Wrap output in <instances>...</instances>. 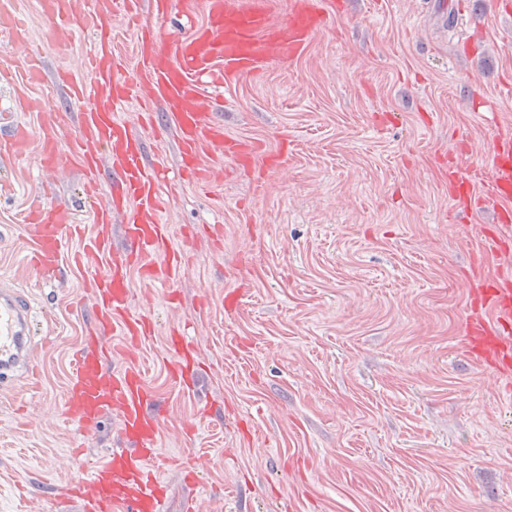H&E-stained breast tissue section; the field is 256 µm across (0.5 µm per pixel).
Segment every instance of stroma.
<instances>
[{"label": "stroma", "instance_id": "stroma-1", "mask_svg": "<svg viewBox=\"0 0 512 512\" xmlns=\"http://www.w3.org/2000/svg\"><path fill=\"white\" fill-rule=\"evenodd\" d=\"M28 44L0 33V107L25 86L68 111L57 76L91 32L50 39L37 0H0ZM302 56L216 88L228 135L260 143L225 158L209 193L171 188L163 215L187 260L172 288L132 268L137 349L165 409L158 467L166 512H512V393L464 352L472 254L494 209L464 208L442 171L480 184L499 128L512 127V16L497 0H344ZM0 280L33 304L39 390L0 392V512H77L51 484L86 474L118 424L81 433L61 414L69 359L87 336L88 270L60 282L27 266L24 210L44 189L91 225L77 170L43 171L36 144L0 164ZM194 326L202 371L176 383L171 328ZM211 416L201 419L200 406Z\"/></svg>", "mask_w": 512, "mask_h": 512}]
</instances>
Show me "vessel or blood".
<instances>
[{
    "mask_svg": "<svg viewBox=\"0 0 512 512\" xmlns=\"http://www.w3.org/2000/svg\"><path fill=\"white\" fill-rule=\"evenodd\" d=\"M137 0H123L124 14L134 31L137 70L135 82L120 81V58L112 51L109 0H96L92 10L77 12L73 0H39V11L54 33L87 30L95 45L80 69L68 80L75 98L93 99L84 112L82 136L68 152L59 149L61 119L53 109L27 94L16 109L0 113V160L20 154L31 134L20 115H42L39 137L40 165L46 170L65 166L79 169L84 191L93 201L95 231L80 236L71 208L42 203L30 209L26 221L33 246L29 262L43 283L57 279L61 256L69 238L80 240L75 264L93 266L90 279L94 305L90 320L94 331L72 359L66 391L65 417L83 431L98 428L105 417L119 425L118 448L90 470L71 480L67 499L77 501L80 512H164L167 485L157 473L159 429L164 414L146 390V371L130 359L112 363V347L131 354L150 336L152 325L132 309L127 271L139 265L151 282L173 284L179 277L185 253L173 247L166 224L163 183L171 177L204 188L214 173L215 159H239L256 154V143L229 136L215 112L216 102L202 92L204 81L231 82L255 74L272 63H289L300 57L312 38L334 21V0H290L283 20H275V0H206L202 22L191 24L181 37L165 40L160 25L172 0H148L147 14L132 10ZM162 100L180 141L181 162L170 175L163 157L147 159L140 127L156 131L158 113L142 108ZM137 111L129 121V111ZM457 195L475 198L477 204L497 208L501 223L484 235L472 258L477 286L471 289L462 344L481 368L506 378L512 390V264L497 265L512 242V131L500 134L491 150V171L481 191L469 182L453 183ZM491 276H482L488 265ZM33 306L10 289L0 291V386L15 372L33 374L30 358ZM175 369L198 375L200 364L191 343L176 341Z\"/></svg>",
    "mask_w": 512,
    "mask_h": 512,
    "instance_id": "vessel-or-blood-1",
    "label": "vessel or blood"
}]
</instances>
